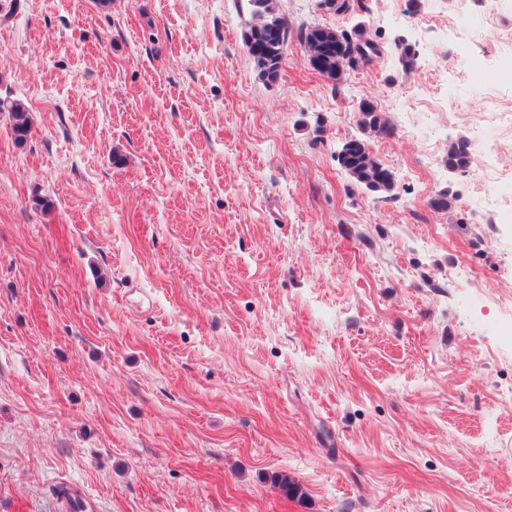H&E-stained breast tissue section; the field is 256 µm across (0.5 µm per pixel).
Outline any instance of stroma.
<instances>
[{
	"instance_id": "35a3bbf8",
	"label": "stroma",
	"mask_w": 512,
	"mask_h": 512,
	"mask_svg": "<svg viewBox=\"0 0 512 512\" xmlns=\"http://www.w3.org/2000/svg\"><path fill=\"white\" fill-rule=\"evenodd\" d=\"M276 3L264 82L248 0H0V512H512V0ZM312 23L380 53L332 84ZM276 0H248L255 22L243 40L259 78H277L288 45V24L275 13ZM357 112V124L363 132L375 133L379 136H390L392 134V126L385 114L378 112L369 100H361ZM10 112L11 129L17 142H23L30 131L29 112L17 101L7 103L0 100V112ZM338 161L355 185L372 193L394 191V173L379 162L363 140L353 138L344 142L338 151ZM471 163L468 144L463 139H458L448 145L445 166L448 171L465 172ZM56 494L61 496L65 509L68 512L74 510L73 506H79L82 510L94 509V505L90 500L82 495L81 490L78 487L62 483L57 487Z\"/></svg>"
}]
</instances>
